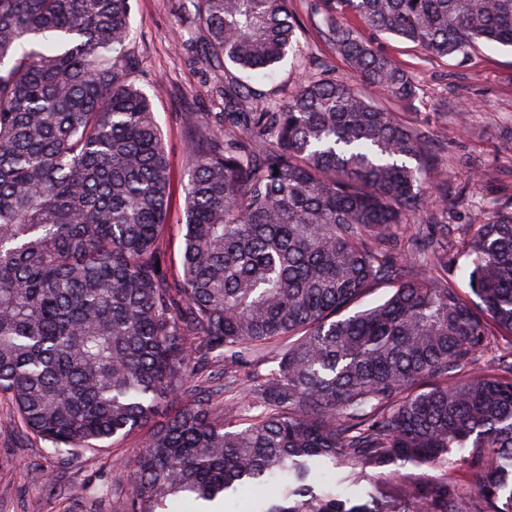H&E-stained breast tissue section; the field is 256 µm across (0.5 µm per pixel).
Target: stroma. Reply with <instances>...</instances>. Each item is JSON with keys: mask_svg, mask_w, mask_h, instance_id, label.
I'll use <instances>...</instances> for the list:
<instances>
[{"mask_svg": "<svg viewBox=\"0 0 512 512\" xmlns=\"http://www.w3.org/2000/svg\"><path fill=\"white\" fill-rule=\"evenodd\" d=\"M130 48L139 60L137 84L151 99L167 148L171 167L169 250L179 263L185 188L189 175L188 147L183 115L217 112L216 73L196 54L201 36L193 26L192 0H131ZM309 0H293L300 49L277 68L263 92L283 97L323 62H332L338 78L353 84L361 77L324 42L308 20ZM378 48L408 70L418 85L408 110L438 138L439 157L448 180V211L455 225L479 224L498 204L512 200V50L480 45L466 62L436 60L413 45L382 39ZM466 121H459V112ZM488 174L486 181L470 183L469 166ZM468 186L474 203L457 204L458 187ZM143 432L137 431L113 445L112 461L95 458L63 461L44 445L25 438L14 425L6 405L0 404V512H117L112 496L94 495V488L121 486L133 477L132 460L140 452ZM51 473V484L35 488L29 477Z\"/></svg>", "mask_w": 512, "mask_h": 512, "instance_id": "stroma-1", "label": "stroma"}]
</instances>
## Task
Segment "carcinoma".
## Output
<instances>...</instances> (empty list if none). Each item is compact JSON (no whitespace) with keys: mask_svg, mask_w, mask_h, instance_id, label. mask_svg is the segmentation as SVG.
Returning a JSON list of instances; mask_svg holds the SVG:
<instances>
[{"mask_svg":"<svg viewBox=\"0 0 512 512\" xmlns=\"http://www.w3.org/2000/svg\"><path fill=\"white\" fill-rule=\"evenodd\" d=\"M130 12L0 0V398L22 434L73 460L183 396L121 512H512V202L464 228L459 287L434 139L385 108L417 83L340 21L465 60L512 48V0H312L366 89L323 68L284 99L253 82L296 42L291 0H195L224 108L185 114L177 275Z\"/></svg>","mask_w":512,"mask_h":512,"instance_id":"obj_1","label":"carcinoma"}]
</instances>
